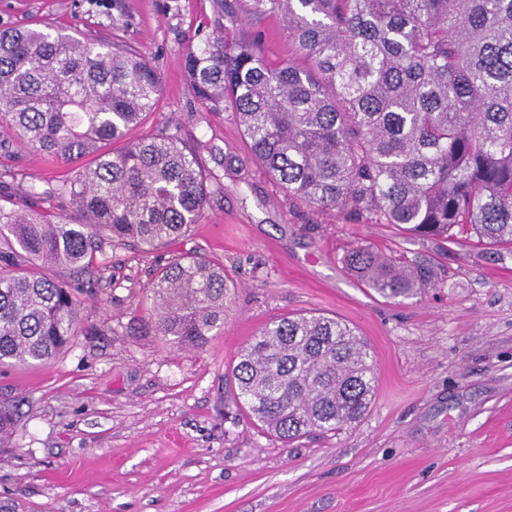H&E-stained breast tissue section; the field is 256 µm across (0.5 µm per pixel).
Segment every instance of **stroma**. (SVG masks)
Returning a JSON list of instances; mask_svg holds the SVG:
<instances>
[{
	"instance_id": "obj_1",
	"label": "stroma",
	"mask_w": 512,
	"mask_h": 512,
	"mask_svg": "<svg viewBox=\"0 0 512 512\" xmlns=\"http://www.w3.org/2000/svg\"><path fill=\"white\" fill-rule=\"evenodd\" d=\"M237 33L266 59L292 53L284 18L233 0ZM225 20L214 0H0V31L118 37L156 68L161 101L137 135L197 143L212 195L198 224L155 250L122 246L91 273L53 268L75 288L73 345L34 365L0 366V401L20 403L0 447L7 512H512V251L439 243L393 224H349L287 192L250 158L233 112H214L183 74L185 55ZM243 163L226 169L228 157ZM0 197L66 174L0 119ZM368 244L431 259L438 282L402 303L366 288L342 257ZM220 263L233 288L224 328L202 348L145 333L151 284L171 254ZM318 310L371 344L378 383L350 428L284 445L235 410L230 368L266 323Z\"/></svg>"
}]
</instances>
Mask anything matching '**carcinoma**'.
I'll return each instance as SVG.
<instances>
[{"instance_id": "obj_1", "label": "carcinoma", "mask_w": 512, "mask_h": 512, "mask_svg": "<svg viewBox=\"0 0 512 512\" xmlns=\"http://www.w3.org/2000/svg\"><path fill=\"white\" fill-rule=\"evenodd\" d=\"M279 12L295 57L271 65L259 43L206 37L185 76L212 111L230 109L251 157L299 202L348 223L422 237L472 232L512 247V0H253ZM160 77L118 43L39 29L0 31V117L63 161L93 157L43 191L0 205V365L42 362L82 323L74 289L45 267L82 272L108 247L149 250L183 237L210 197L198 149L167 132L120 141L155 111ZM344 263L379 296L407 300L432 266L360 244ZM154 335L203 348L224 329V268L175 254L156 276ZM241 408L290 442L350 427L369 408L370 347L346 321L294 314L237 353ZM18 421L0 402V440Z\"/></svg>"}]
</instances>
